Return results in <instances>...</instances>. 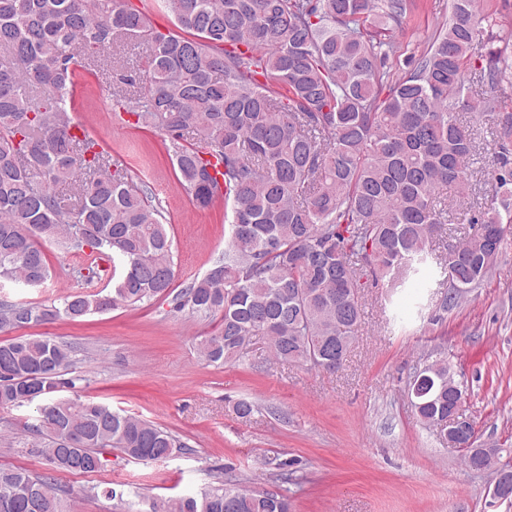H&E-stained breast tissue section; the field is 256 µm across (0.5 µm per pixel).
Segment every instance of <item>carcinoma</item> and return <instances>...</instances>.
<instances>
[{"label": "carcinoma", "mask_w": 512, "mask_h": 512, "mask_svg": "<svg viewBox=\"0 0 512 512\" xmlns=\"http://www.w3.org/2000/svg\"><path fill=\"white\" fill-rule=\"evenodd\" d=\"M177 31L125 0H0V278L28 287L50 277L42 241L112 261V290L75 292L61 306L0 301V329L76 321L173 296L175 308L220 318L199 343L209 365L235 359L253 336L280 362L334 372L362 322L361 280L402 288L446 223L445 191L463 195L476 156L472 123L492 117L499 202L445 259L461 305L512 239V110L498 91L512 63L488 52L481 89L474 50L512 16L453 0L427 48L394 70L397 37L417 0H157ZM128 37L149 47L141 84L112 92V111L168 137L178 183L198 208L224 197L228 244L200 278L174 291L171 222L151 186L134 183L71 121L74 77L94 73ZM471 114V121L462 114ZM31 447L61 474H92L101 451L161 462L186 444L166 428L106 404L56 399L71 350L43 336L0 343V407L25 403L48 365ZM411 405L437 425L459 385L439 357L414 373ZM80 444L64 442L68 435ZM153 512H290L288 498L226 480ZM0 512H62L48 477L0 467Z\"/></svg>", "instance_id": "1"}]
</instances>
